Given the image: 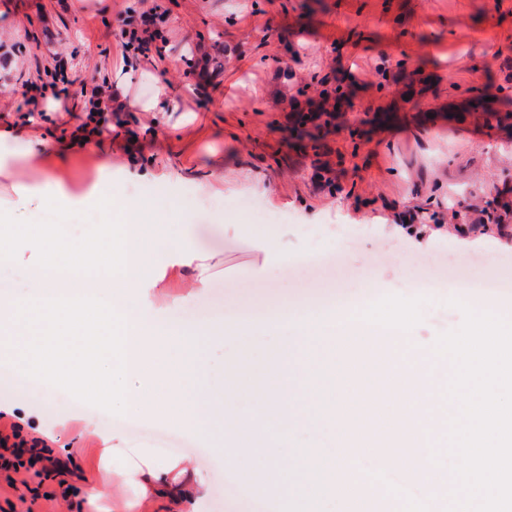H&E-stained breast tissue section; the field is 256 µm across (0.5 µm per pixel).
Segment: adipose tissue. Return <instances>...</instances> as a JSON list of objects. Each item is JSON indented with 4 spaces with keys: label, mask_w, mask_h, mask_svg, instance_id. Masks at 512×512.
Masks as SVG:
<instances>
[{
    "label": "adipose tissue",
    "mask_w": 512,
    "mask_h": 512,
    "mask_svg": "<svg viewBox=\"0 0 512 512\" xmlns=\"http://www.w3.org/2000/svg\"><path fill=\"white\" fill-rule=\"evenodd\" d=\"M133 492L123 512H142L144 504L163 501L166 512H198L207 496L203 477L181 459L150 448H115L103 454L91 496L106 503L113 487Z\"/></svg>",
    "instance_id": "1"
}]
</instances>
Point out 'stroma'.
I'll return each instance as SVG.
<instances>
[{"label": "stroma", "instance_id": "stroma-1", "mask_svg": "<svg viewBox=\"0 0 512 512\" xmlns=\"http://www.w3.org/2000/svg\"><path fill=\"white\" fill-rule=\"evenodd\" d=\"M121 17L152 19L163 53L124 51ZM0 44V134L58 150L53 167L71 189L108 178L157 206L165 242L145 303L196 335L215 424L228 410L263 416L293 349L289 327L255 350L237 344L239 317L255 304L305 313L336 290L349 308L431 287L415 329L424 338L459 328L449 288L512 305V291L480 288L512 282V223L483 221L512 209V107L468 108L512 96V0H0ZM59 64L70 86L52 110L11 94L20 81L50 83ZM103 84L126 101L162 91L173 107L121 110L111 134L88 138L80 126ZM325 89L350 106L326 135L295 139ZM409 208L412 223L401 219ZM271 214L282 218L278 263L256 249ZM170 238L207 265L202 290L193 268L172 264ZM0 402L10 406L0 426L52 437L51 453L0 469V512H88L101 443L86 428L117 431L116 448L151 445L132 430L134 413L108 425L2 387ZM242 444L251 454L233 473L236 499L220 487L223 460L180 450L207 482L200 512H276L261 439L247 432Z\"/></svg>", "mask_w": 512, "mask_h": 512}]
</instances>
